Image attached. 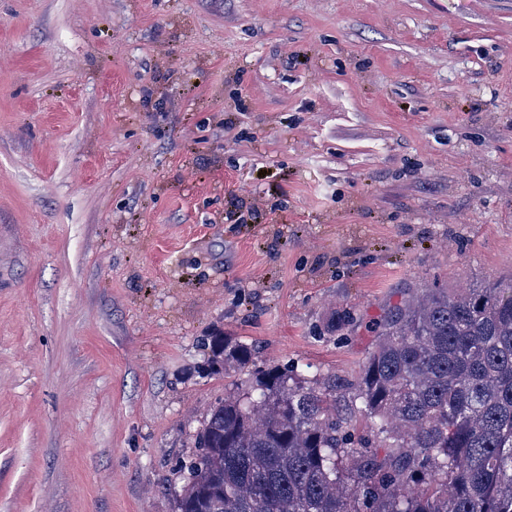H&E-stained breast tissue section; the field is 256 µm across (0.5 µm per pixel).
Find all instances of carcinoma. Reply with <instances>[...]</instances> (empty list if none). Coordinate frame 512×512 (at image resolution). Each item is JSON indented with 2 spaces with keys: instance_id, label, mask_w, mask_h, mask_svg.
<instances>
[{
  "instance_id": "carcinoma-1",
  "label": "carcinoma",
  "mask_w": 512,
  "mask_h": 512,
  "mask_svg": "<svg viewBox=\"0 0 512 512\" xmlns=\"http://www.w3.org/2000/svg\"><path fill=\"white\" fill-rule=\"evenodd\" d=\"M351 378L212 338L249 391L209 406L177 512H512V283L424 288Z\"/></svg>"
}]
</instances>
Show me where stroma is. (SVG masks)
<instances>
[{"label":"stroma","mask_w":512,"mask_h":512,"mask_svg":"<svg viewBox=\"0 0 512 512\" xmlns=\"http://www.w3.org/2000/svg\"><path fill=\"white\" fill-rule=\"evenodd\" d=\"M494 281L512 0H0V512H176L211 336L348 376Z\"/></svg>","instance_id":"1"}]
</instances>
